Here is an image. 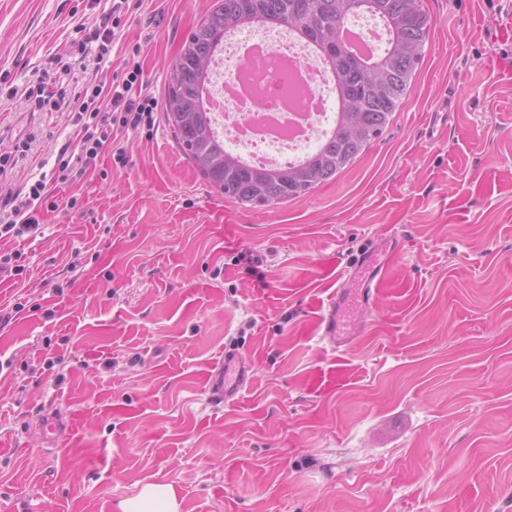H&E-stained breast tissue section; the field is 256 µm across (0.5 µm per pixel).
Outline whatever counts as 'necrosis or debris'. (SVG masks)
Instances as JSON below:
<instances>
[{
    "label": "necrosis or debris",
    "mask_w": 512,
    "mask_h": 512,
    "mask_svg": "<svg viewBox=\"0 0 512 512\" xmlns=\"http://www.w3.org/2000/svg\"><path fill=\"white\" fill-rule=\"evenodd\" d=\"M244 41L259 45V52L243 58ZM316 65L305 46L285 35L241 31L225 39L212 63L210 90L220 100L213 125L226 147L258 166L302 159L333 118ZM296 71L306 73V81L293 83Z\"/></svg>",
    "instance_id": "1"
}]
</instances>
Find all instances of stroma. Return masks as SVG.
Masks as SVG:
<instances>
[{
	"mask_svg": "<svg viewBox=\"0 0 512 512\" xmlns=\"http://www.w3.org/2000/svg\"><path fill=\"white\" fill-rule=\"evenodd\" d=\"M214 0H143L110 83L139 64L157 98ZM433 25L406 98L366 151L304 197L224 198L165 110L126 164L60 183L0 277V512H121L151 483L180 512H512V0H423ZM82 0H0V73L24 89L65 56ZM139 55H132L133 46ZM448 106L443 138L430 139ZM74 143L65 114L0 105V128ZM399 238L372 310L333 349L325 291ZM250 383L206 398L226 350ZM70 417L56 448L36 428Z\"/></svg>",
	"mask_w": 512,
	"mask_h": 512,
	"instance_id": "stroma-1",
	"label": "stroma"
}]
</instances>
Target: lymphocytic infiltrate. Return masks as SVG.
<instances>
[{"label": "lymphocytic infiltrate", "mask_w": 512, "mask_h": 512, "mask_svg": "<svg viewBox=\"0 0 512 512\" xmlns=\"http://www.w3.org/2000/svg\"><path fill=\"white\" fill-rule=\"evenodd\" d=\"M129 7V0H112L92 33L73 41L74 60L61 65L62 76L76 67L84 71L111 67L116 30ZM157 108L158 100L150 93L137 65L127 67L110 85L89 80L77 91L65 87L61 79H52L45 71L32 77L25 98V109L30 113L67 110L78 144L71 152L59 149L54 166L76 178L95 170L97 159L108 150L114 160L125 163V150L115 147L113 132L152 128ZM77 203L76 196H60L53 180L39 176L0 201V241L36 238L42 232L46 213L69 212L76 209Z\"/></svg>", "instance_id": "lymphocytic-infiltrate-1"}]
</instances>
